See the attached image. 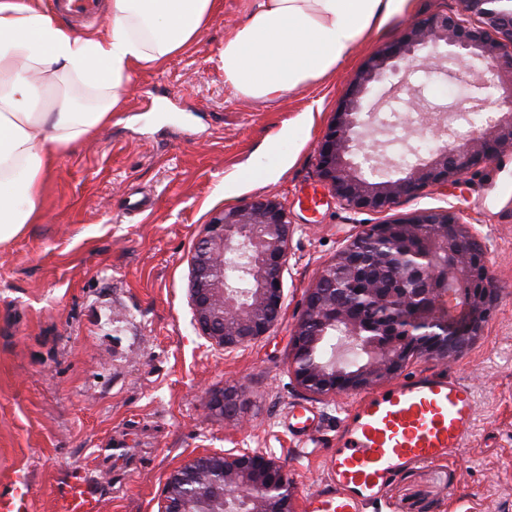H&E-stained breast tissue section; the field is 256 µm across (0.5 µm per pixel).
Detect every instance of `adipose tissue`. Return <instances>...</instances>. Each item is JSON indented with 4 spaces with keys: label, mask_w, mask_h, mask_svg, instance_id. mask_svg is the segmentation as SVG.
Masks as SVG:
<instances>
[{
    "label": "adipose tissue",
    "mask_w": 512,
    "mask_h": 512,
    "mask_svg": "<svg viewBox=\"0 0 512 512\" xmlns=\"http://www.w3.org/2000/svg\"><path fill=\"white\" fill-rule=\"evenodd\" d=\"M406 0H245L219 62L235 96L270 100L334 75ZM223 0H112L110 28L76 35L39 0H0V243L42 217L59 153L112 120L136 68L160 65L203 32ZM96 93L91 105L65 89Z\"/></svg>",
    "instance_id": "1"
}]
</instances>
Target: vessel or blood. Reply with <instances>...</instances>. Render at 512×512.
I'll return each instance as SVG.
<instances>
[{
  "mask_svg": "<svg viewBox=\"0 0 512 512\" xmlns=\"http://www.w3.org/2000/svg\"><path fill=\"white\" fill-rule=\"evenodd\" d=\"M62 17H100V0H52ZM475 414L473 391L451 375L423 373L367 394L343 423L325 456L327 483L307 498L308 512H364L390 479L419 463L462 452ZM24 482L0 496V512H30ZM104 501L82 478H73L57 512H103Z\"/></svg>",
  "mask_w": 512,
  "mask_h": 512,
  "instance_id": "1",
  "label": "vessel or blood"
}]
</instances>
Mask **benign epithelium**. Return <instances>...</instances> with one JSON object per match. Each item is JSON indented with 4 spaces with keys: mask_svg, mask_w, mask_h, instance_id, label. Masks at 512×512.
<instances>
[{
    "mask_svg": "<svg viewBox=\"0 0 512 512\" xmlns=\"http://www.w3.org/2000/svg\"><path fill=\"white\" fill-rule=\"evenodd\" d=\"M458 13H436L408 29L396 44L383 47L359 71L336 109L323 136L317 175L342 205L378 211L424 188L456 185L474 167L512 147V0H459ZM482 19L479 27L464 16ZM470 63L474 88H489L498 113L460 145L439 142L401 167L381 164L365 151V138L377 125L372 98L412 65L429 70ZM423 127L435 137L443 119L429 113L420 98L411 97ZM375 161L390 175L370 177L362 162ZM423 224L440 228L423 239L418 253L397 252L400 227L417 233ZM293 226L288 209L275 197H259L215 213L191 256V298L194 320L211 340L226 350L267 335L278 321L282 278ZM464 231L454 210L427 211L381 224H366L336 253L335 259L307 290L293 330L292 375L298 387L317 396L357 391L392 378L415 358L446 360L463 344L457 328L465 326L473 342L497 300L484 251ZM246 259L242 267L251 287L242 293L225 274L230 254ZM399 265L392 282L370 288L342 284L369 277V265ZM341 331V350L332 358L319 350L327 328ZM245 391L229 385L212 395V409L221 416L237 410ZM244 496L248 512H294V491L283 466L260 451L204 454L170 475L162 512H234Z\"/></svg>",
    "mask_w": 512,
    "mask_h": 512,
    "instance_id": "1",
    "label": "benign epithelium"
}]
</instances>
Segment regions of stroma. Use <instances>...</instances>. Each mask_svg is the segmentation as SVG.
Instances as JSON below:
<instances>
[{
	"instance_id": "35a3bbf8",
	"label": "stroma",
	"mask_w": 512,
	"mask_h": 512,
	"mask_svg": "<svg viewBox=\"0 0 512 512\" xmlns=\"http://www.w3.org/2000/svg\"><path fill=\"white\" fill-rule=\"evenodd\" d=\"M457 0H411L335 75L272 101L224 85V36L244 17L224 0L200 38L160 66L136 70L125 108L64 151L50 171L44 217L0 245V492L25 481L35 512H55L67 482L84 477L106 512H160L171 473L200 454L243 448L283 465L296 512L326 480L323 455L362 391L315 396L290 367L305 294L363 225L458 210L486 246L498 298L482 336L454 360H412L403 376L465 379L477 411L462 454L404 470L365 512H512V151L447 190L430 186L381 211L340 204L316 175L317 147L361 67L421 18ZM384 89L377 109L408 110L410 95L465 104L463 81L425 70ZM287 131L288 165L269 181L224 180L264 156ZM150 193L151 208L129 203ZM271 195L295 231L272 331L224 350L203 336L190 299L191 256L212 215ZM231 384L248 395L229 418L210 408Z\"/></svg>"
}]
</instances>
